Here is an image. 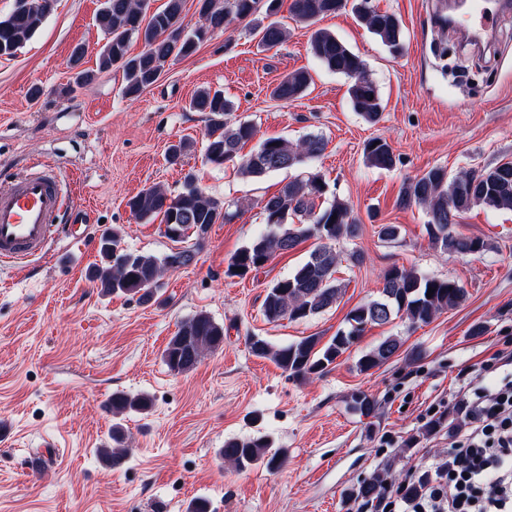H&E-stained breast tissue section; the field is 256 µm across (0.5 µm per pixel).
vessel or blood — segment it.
Instances as JSON below:
<instances>
[{"label": "vessel or blood", "instance_id": "b4317fda", "mask_svg": "<svg viewBox=\"0 0 512 512\" xmlns=\"http://www.w3.org/2000/svg\"><path fill=\"white\" fill-rule=\"evenodd\" d=\"M470 30L481 36L497 23L495 0H471ZM68 208L63 179L43 166L0 186V259H23L44 253Z\"/></svg>", "mask_w": 512, "mask_h": 512}]
</instances>
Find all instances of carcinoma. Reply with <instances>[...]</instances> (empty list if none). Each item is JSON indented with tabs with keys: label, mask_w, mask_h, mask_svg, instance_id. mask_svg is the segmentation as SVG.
<instances>
[{
	"label": "carcinoma",
	"mask_w": 512,
	"mask_h": 512,
	"mask_svg": "<svg viewBox=\"0 0 512 512\" xmlns=\"http://www.w3.org/2000/svg\"><path fill=\"white\" fill-rule=\"evenodd\" d=\"M282 3L283 0H198L203 23L187 29L182 24L185 0H166L163 8L152 13L149 12L150 0H103L96 20L108 41L100 54L99 68L116 66L121 69L124 93L136 95L154 84L172 59L192 54L212 30L224 28L232 19L250 18L262 8L270 17L279 12ZM348 6L390 52L398 53L403 49L400 19L392 13L377 10L371 0H289L288 12L294 22L309 26ZM51 7L52 0H15L12 12L0 17V57L11 56L22 47ZM259 34L261 46L271 50L285 42L288 31L279 22L271 21L259 28ZM134 38L142 41L143 50L131 56L128 47ZM310 46L314 57L325 68L351 80L348 93L354 111L369 123L378 122L384 105L360 56L326 29H317L311 34ZM309 85V73L296 71L282 78L273 88L272 95L287 102L303 94ZM190 107L208 117L204 147L206 161L215 166L231 162L244 177H261L307 165L326 149L324 138L311 134L297 142L266 138L243 154V146L256 137L257 129L250 121H231L232 106L223 93L203 88L194 95ZM364 156L367 164L377 169H391L397 162L391 145L381 137L365 144ZM326 192L327 184L318 173L282 183L277 193L264 199L267 230L241 247L228 262L225 274L242 277L302 242L315 240L308 258L267 288L262 314L269 323L284 319L307 320L335 306L344 294L345 284L336 277L341 259L335 244L344 238L356 237L360 225L347 202L336 196L327 201ZM399 204L404 207L416 205L425 210L428 241L432 247L447 254H481L488 250V243L478 236L455 232L453 225L475 207L512 209V162L453 175L441 167H433L402 184ZM128 207L140 221L150 222L159 217L168 229L182 225L180 234H167L174 242L195 239V244L161 257L119 247L116 231L103 239L100 252L104 263L94 266L89 278L105 293L136 296L143 303L153 300L164 272L194 262L197 247L212 225L234 217L224 202L205 193L190 175L178 193L151 186L131 197ZM292 215L302 217L303 221L286 223L287 217ZM430 288L434 289V294L429 297L427 291ZM466 299V289L454 279H441L392 266L382 275L377 298L350 310L346 327L328 341H322L320 336H307L276 348L266 339L252 336L248 345L252 355L270 358L288 375L305 379L335 363L357 343L369 325H385L398 317H404L412 324H427L438 315L459 307ZM223 342L224 326L201 311L179 325L163 351V359L169 370L187 372ZM401 347L398 337L388 336L362 354L358 368L366 372L380 367L395 357ZM351 404L366 417L375 410L374 401L360 392L351 395ZM149 407L150 399L144 394L117 392L112 394L110 402L115 415L144 411ZM269 448L271 442L265 437L232 438L224 442L222 455L239 470L260 462L269 469H276L284 463L285 455L277 451L271 454ZM388 479V473H378L363 480L357 492L364 499L374 498L388 484Z\"/></svg>",
	"instance_id": "cac0c4a2"
}]
</instances>
